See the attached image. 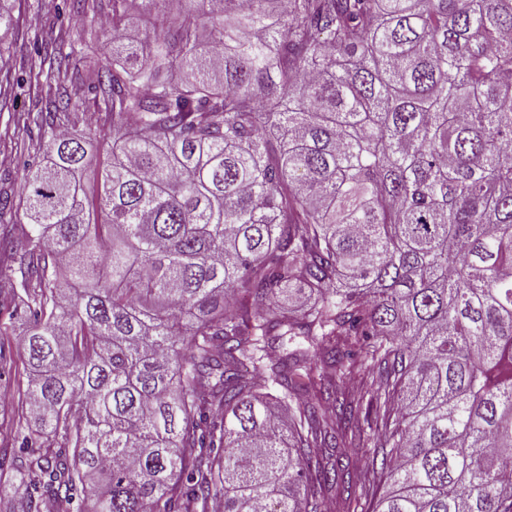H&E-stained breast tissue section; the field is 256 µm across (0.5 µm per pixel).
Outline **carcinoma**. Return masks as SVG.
<instances>
[{"mask_svg":"<svg viewBox=\"0 0 512 512\" xmlns=\"http://www.w3.org/2000/svg\"><path fill=\"white\" fill-rule=\"evenodd\" d=\"M19 112L26 512H512V0H108ZM372 380L348 392L344 376ZM381 449L364 477L341 448Z\"/></svg>","mask_w":512,"mask_h":512,"instance_id":"carcinoma-1","label":"carcinoma"}]
</instances>
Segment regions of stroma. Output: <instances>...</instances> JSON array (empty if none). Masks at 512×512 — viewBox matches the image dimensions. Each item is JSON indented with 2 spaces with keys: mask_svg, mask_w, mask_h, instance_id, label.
<instances>
[{
  "mask_svg": "<svg viewBox=\"0 0 512 512\" xmlns=\"http://www.w3.org/2000/svg\"><path fill=\"white\" fill-rule=\"evenodd\" d=\"M12 6L19 25L0 39V71L24 81L17 91L18 111L36 112L46 108L50 98L72 96L83 102L74 130L88 132L96 125L99 113L93 104V92L86 84L69 76L49 87L30 86L26 80L39 69L43 44L62 43L79 51L102 53L106 41L100 25L103 10L78 18L71 12L68 0H12ZM12 132L8 113H1L0 155L7 156L8 162L0 165V233H7L19 242L24 240L28 228L23 216L24 164L43 160L46 148L36 136L15 143Z\"/></svg>",
  "mask_w": 512,
  "mask_h": 512,
  "instance_id": "1",
  "label": "stroma"
}]
</instances>
